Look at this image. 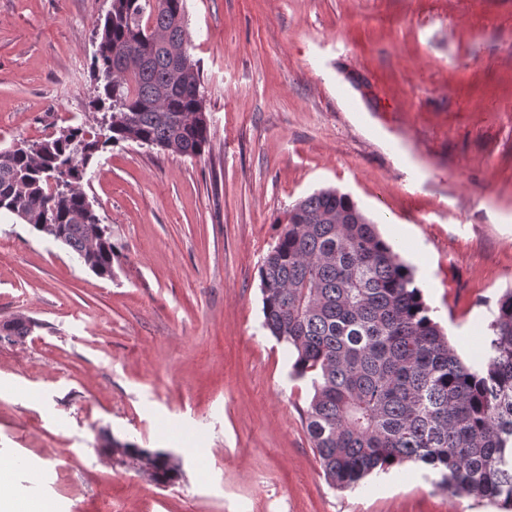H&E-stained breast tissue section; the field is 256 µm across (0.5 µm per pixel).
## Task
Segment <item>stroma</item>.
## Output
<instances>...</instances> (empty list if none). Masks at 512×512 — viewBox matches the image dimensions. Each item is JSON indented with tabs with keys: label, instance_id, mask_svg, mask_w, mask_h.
Listing matches in <instances>:
<instances>
[{
	"label": "stroma",
	"instance_id": "35a3bbf8",
	"mask_svg": "<svg viewBox=\"0 0 512 512\" xmlns=\"http://www.w3.org/2000/svg\"><path fill=\"white\" fill-rule=\"evenodd\" d=\"M110 0H0V150L96 125ZM210 121L199 158L125 142L82 189L124 256L97 277L0 220V500L56 512H499L405 463L330 486L313 389L262 326L288 208L347 193L477 363L512 288V0H186ZM169 453L160 486L108 439Z\"/></svg>",
	"mask_w": 512,
	"mask_h": 512
}]
</instances>
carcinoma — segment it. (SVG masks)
I'll use <instances>...</instances> for the list:
<instances>
[{
	"label": "carcinoma",
	"instance_id": "cac0c4a2",
	"mask_svg": "<svg viewBox=\"0 0 512 512\" xmlns=\"http://www.w3.org/2000/svg\"><path fill=\"white\" fill-rule=\"evenodd\" d=\"M185 0H111L92 60L93 101L110 117L0 151V210L70 248L110 279L122 248L81 183L93 157L122 142L200 157L210 124L192 59ZM185 53L179 69L172 55ZM264 327L293 347L311 378L303 411L326 479L352 489L406 462L453 496L512 512V289L498 298L483 364H466L430 315L412 269L356 203L335 188L297 201L259 267ZM31 333L32 321L0 326ZM156 481L178 469L163 452L125 443Z\"/></svg>",
	"mask_w": 512,
	"mask_h": 512
}]
</instances>
